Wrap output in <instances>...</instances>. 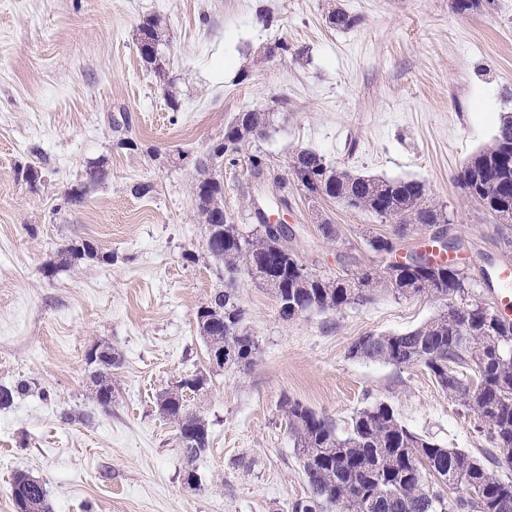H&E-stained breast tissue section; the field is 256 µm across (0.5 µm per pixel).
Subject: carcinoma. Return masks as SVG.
<instances>
[{"label": "carcinoma", "instance_id": "cac0c4a2", "mask_svg": "<svg viewBox=\"0 0 512 512\" xmlns=\"http://www.w3.org/2000/svg\"><path fill=\"white\" fill-rule=\"evenodd\" d=\"M336 30H348L357 18L342 10L327 16ZM137 47L144 63L156 77L166 76L161 46L160 19L149 17L138 27ZM271 112H240L224 128V136L211 146L207 161L196 165L192 183L197 212L207 225L206 252L224 264L228 279L244 272L254 283L270 289L278 312L293 319L289 303L325 313L363 305L376 292L388 290L401 297L426 296L445 302L433 319L406 333H369L351 347L350 355L364 360L403 367L422 365L433 374L448 397L473 416L491 449L480 455L441 446L411 431L392 407L374 401L357 411L347 433L335 422L298 400L285 398L280 409L288 420L298 459L310 495L292 504L291 512H512V478L495 470L493 450L512 460V319L495 307L464 298L465 272L454 263L427 269L428 252L410 251L405 259L414 267L396 274L384 266L361 274L325 276L310 269L292 247V239L271 235L255 218L250 231L243 230L224 214V180L218 168L236 165L243 147L266 136ZM299 165L311 177V195L327 197L346 206L389 218L398 224H414L435 243L447 235L448 216L429 198L426 185L417 180H390L353 175L329 165L310 150L293 153L288 168ZM108 171L98 164L86 170V180L66 194L69 204H83L90 186L107 180ZM458 186L483 211L502 224L512 223V115L503 117L493 143L476 154L458 173ZM370 247L391 256L397 251L393 239L372 236ZM75 262L108 261L93 242L74 241L63 250ZM196 319L207 350L225 351V364L249 370L255 364L256 344L245 326V311L235 288L215 290L201 306ZM101 359L91 379L95 399L102 406L112 403V370L121 357L110 344H98ZM471 371L475 387L460 377ZM27 390V384H0V408L10 407ZM160 412L176 424L187 461V477L195 476L193 464L209 450V432L203 418L193 413L175 391L158 402ZM446 485L460 494L447 500L438 490ZM11 494L15 505L33 512H51L44 484L25 473L15 475Z\"/></svg>", "mask_w": 512, "mask_h": 512}]
</instances>
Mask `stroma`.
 Wrapping results in <instances>:
<instances>
[{"label": "stroma", "instance_id": "35a3bbf8", "mask_svg": "<svg viewBox=\"0 0 512 512\" xmlns=\"http://www.w3.org/2000/svg\"><path fill=\"white\" fill-rule=\"evenodd\" d=\"M335 7L356 25L330 28ZM149 15L161 22L167 84L137 50ZM278 41L287 52L263 60ZM171 95L179 110L169 109ZM252 109L273 113L267 136L248 147L268 170L259 184L246 158L225 166L234 223L252 226L250 198L274 191L291 155L308 148L356 175L424 182L448 214V240L460 243L453 257L468 275L466 296L490 302L485 276L512 267L500 224L455 182L512 113V0L467 14L452 0H0V384L28 385L0 409V512H16L10 489L20 472L44 482L52 512H291L309 487L279 408L286 396L342 432L381 400L438 444L481 448L473 418L424 366L349 356L360 336L436 316L442 303L430 297L382 291L286 321L244 276L256 363L242 373L210 362L196 313L221 281L191 184L225 125ZM123 113L131 149L113 127ZM92 162L110 178L70 206L66 193ZM29 163L43 174L35 191L18 173ZM138 183L150 192L131 194ZM279 217L302 260L328 275L381 265L370 236L406 251L422 241L296 186ZM325 220L337 242L319 234ZM81 239L110 261L61 265V250ZM100 343L121 356L106 408L87 362ZM195 375L205 387L186 400L207 422L210 447L190 485L177 427L157 398Z\"/></svg>", "mask_w": 512, "mask_h": 512}]
</instances>
